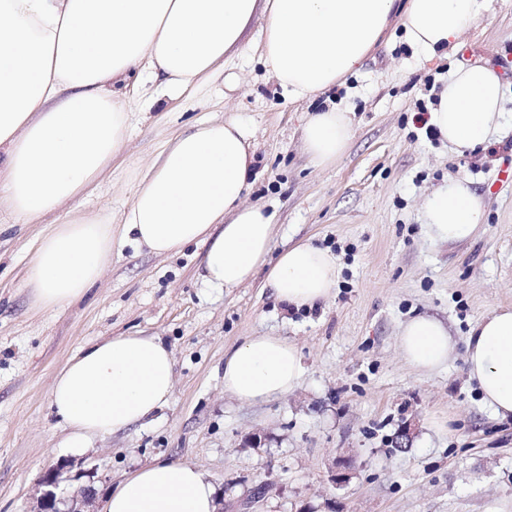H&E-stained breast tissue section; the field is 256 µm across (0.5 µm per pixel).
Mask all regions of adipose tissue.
<instances>
[{"label":"adipose tissue","mask_w":512,"mask_h":512,"mask_svg":"<svg viewBox=\"0 0 512 512\" xmlns=\"http://www.w3.org/2000/svg\"><path fill=\"white\" fill-rule=\"evenodd\" d=\"M0 0V212L35 224L87 193L111 168L128 136L132 86L160 82L170 99L192 96L235 52L256 11L265 26L260 58L289 100L323 92L361 66L399 18L405 41L426 55L447 49L476 20L484 0ZM503 105L500 76L460 65L429 114L441 141L458 151L492 139ZM345 113L310 116L303 143L313 163L333 164L347 148ZM252 135L235 118L178 133L140 168L118 216L78 215L45 234L26 271L36 305L55 310L83 296L122 240L166 256L206 247L203 280L236 288L264 274L273 297L300 308L327 300L336 258L307 241L274 252L273 224L243 205L253 175ZM429 229L451 242L472 238L483 220L466 181L449 180L424 202ZM398 347L413 367L447 365L454 345L444 324L417 316ZM468 376L495 416H512V309L481 319L466 342ZM303 366L294 344L256 336L224 355V389L246 401L287 394ZM171 349L154 336L122 334L80 350L54 378L49 404L79 453L90 436L145 422L173 393ZM216 490L196 466H140L109 493L106 512H215Z\"/></svg>","instance_id":"1"}]
</instances>
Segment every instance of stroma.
<instances>
[{
	"label": "stroma",
	"mask_w": 512,
	"mask_h": 512,
	"mask_svg": "<svg viewBox=\"0 0 512 512\" xmlns=\"http://www.w3.org/2000/svg\"><path fill=\"white\" fill-rule=\"evenodd\" d=\"M264 15L204 90L134 115L112 167L86 196L84 214L117 212L138 167L176 133L204 119L236 117L255 136L251 204L273 217L274 247L300 240L330 249L340 266L332 296L289 309L260 282L213 288L200 277L204 247L158 256L114 247L80 300L54 311L32 303L26 269L55 223L0 221V512H33L43 476L61 467L60 487L94 484L98 512L109 489L138 465L199 467L224 512H512V419L481 404L463 359L471 328L512 308V0H489L458 47L429 57L390 31L356 73L299 102L288 101L257 50ZM486 63L504 83L501 132L462 153L418 121L432 111L457 64ZM347 113L345 152L315 166L302 128L318 112ZM455 178L483 203L476 234L439 240L422 203ZM433 316L455 344L447 367L422 372L400 355L401 325ZM160 337L172 350L168 404L143 425L94 436L82 453L49 406L58 371L80 349L124 333ZM283 336L301 354L303 375L267 401L224 390V355L254 336ZM411 427L407 447L399 432ZM260 447H249L252 437ZM349 481H333L339 457ZM268 490L252 494L258 483Z\"/></svg>",
	"instance_id": "stroma-1"
}]
</instances>
